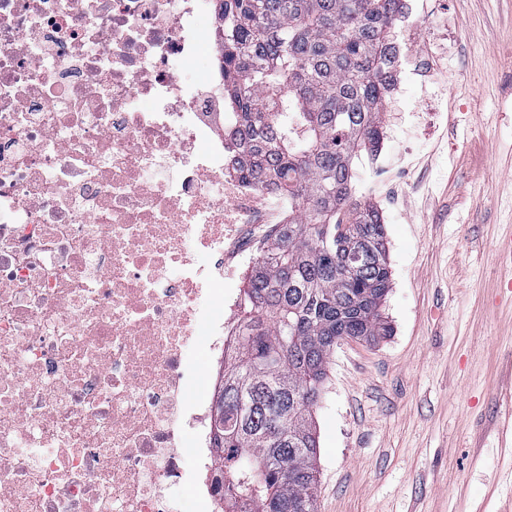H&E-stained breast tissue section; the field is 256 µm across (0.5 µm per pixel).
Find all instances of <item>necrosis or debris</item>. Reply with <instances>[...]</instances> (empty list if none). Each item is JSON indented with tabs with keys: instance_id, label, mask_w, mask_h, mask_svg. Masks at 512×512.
Segmentation results:
<instances>
[{
	"instance_id": "necrosis-or-debris-1",
	"label": "necrosis or debris",
	"mask_w": 512,
	"mask_h": 512,
	"mask_svg": "<svg viewBox=\"0 0 512 512\" xmlns=\"http://www.w3.org/2000/svg\"><path fill=\"white\" fill-rule=\"evenodd\" d=\"M215 0H0V512H201L224 227L288 202L224 141Z\"/></svg>"
}]
</instances>
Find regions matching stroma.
<instances>
[{"instance_id":"1","label":"stroma","mask_w":512,"mask_h":512,"mask_svg":"<svg viewBox=\"0 0 512 512\" xmlns=\"http://www.w3.org/2000/svg\"><path fill=\"white\" fill-rule=\"evenodd\" d=\"M354 198L386 224L392 333L345 340L314 413L318 512H512V0H416Z\"/></svg>"}]
</instances>
